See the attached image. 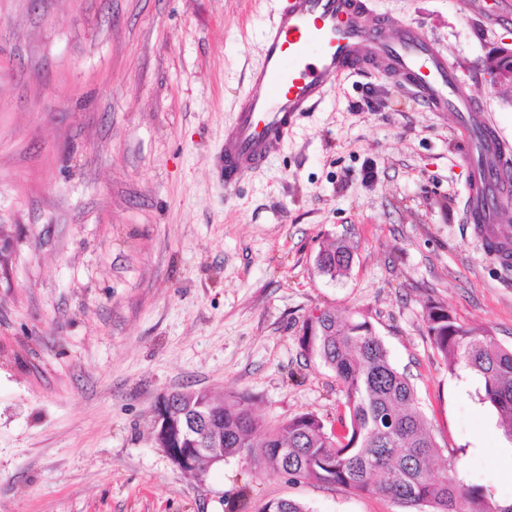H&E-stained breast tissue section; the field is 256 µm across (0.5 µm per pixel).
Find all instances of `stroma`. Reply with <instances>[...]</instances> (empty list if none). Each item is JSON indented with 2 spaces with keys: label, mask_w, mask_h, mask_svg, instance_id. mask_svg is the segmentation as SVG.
I'll use <instances>...</instances> for the list:
<instances>
[{
  "label": "stroma",
  "mask_w": 512,
  "mask_h": 512,
  "mask_svg": "<svg viewBox=\"0 0 512 512\" xmlns=\"http://www.w3.org/2000/svg\"><path fill=\"white\" fill-rule=\"evenodd\" d=\"M386 39L419 25L512 144V0H369ZM274 0H0V512H405L237 457L183 472L160 396L237 393L262 419L333 423L309 313L369 314L442 450L512 499V442L432 347L448 307L512 346V272L464 218L454 119L373 67L334 83L264 167L216 168ZM350 273L315 268L335 239ZM485 67L495 84L509 83L512 86V49L502 48L486 62Z\"/></svg>",
  "instance_id": "1"
}]
</instances>
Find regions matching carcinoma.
Segmentation results:
<instances>
[{"instance_id":"1","label":"carcinoma","mask_w":512,"mask_h":512,"mask_svg":"<svg viewBox=\"0 0 512 512\" xmlns=\"http://www.w3.org/2000/svg\"><path fill=\"white\" fill-rule=\"evenodd\" d=\"M354 247L335 242L319 251L316 268L343 276L350 270ZM427 332L433 348L455 370L462 368L480 382V400L498 415V425L512 441V348L487 328L465 326L441 304L426 307ZM303 347L331 369L342 393L336 422L326 425L304 413L270 425L252 414L238 397L217 403L205 393H189L183 410L213 418L224 432V457L335 485L351 493L391 498L408 512H512L493 486L470 484L461 476L462 462L452 453L441 470L433 469L440 448L428 430L415 388L390 362L369 316H342L323 309L319 319L304 321ZM184 417L172 421L158 412L155 430L171 448H197L198 436L177 433ZM262 512H310L302 502L278 499Z\"/></svg>"}]
</instances>
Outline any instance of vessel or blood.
<instances>
[{
    "instance_id": "1",
    "label": "vessel or blood",
    "mask_w": 512,
    "mask_h": 512,
    "mask_svg": "<svg viewBox=\"0 0 512 512\" xmlns=\"http://www.w3.org/2000/svg\"><path fill=\"white\" fill-rule=\"evenodd\" d=\"M366 0H277L263 30L262 59L250 74L233 122L224 130L219 160L225 187L265 164L306 113L325 99L329 86L372 66L402 75L423 102L455 111L457 135L494 175L473 179L466 221L493 237L503 203L512 200V145L454 75L447 55L418 25L401 26L394 43L382 41L365 19Z\"/></svg>"
}]
</instances>
